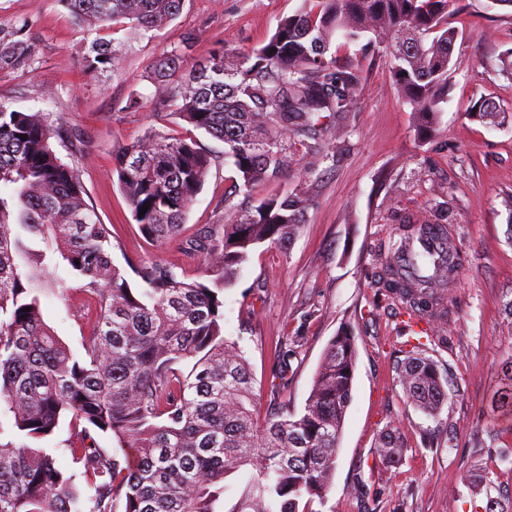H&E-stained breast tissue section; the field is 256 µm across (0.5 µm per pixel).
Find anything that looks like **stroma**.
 Returning <instances> with one entry per match:
<instances>
[{"label":"stroma","mask_w":512,"mask_h":512,"mask_svg":"<svg viewBox=\"0 0 512 512\" xmlns=\"http://www.w3.org/2000/svg\"><path fill=\"white\" fill-rule=\"evenodd\" d=\"M301 0H184L179 16L153 38L133 43L121 70L97 78L79 59L86 35L60 0H0V29L25 27L30 68L0 72V101L22 111L42 109L58 128L52 145L63 161L81 140L85 199L112 231V260H158L187 280L199 279L200 256L182 238L224 219V193L236 176L225 145L193 130L174 113L169 89L153 78L156 59L181 50L186 33L197 43L187 65L217 50L247 52L264 45L278 21ZM459 31L448 97L435 135L423 137L411 107L398 92L385 48L365 54L360 43L336 38L338 55L359 60L360 95L333 155L312 170L289 165L281 180L254 189V199L303 192L309 199L300 235L285 248L254 247L237 281L224 291V335L238 343L251 366L256 418L266 423L270 387L279 373L277 346L295 337L285 399L302 412L322 353L343 327L355 336L358 358L333 485L320 512H472L497 500L512 512V474L496 455L512 448V427L498 421L492 399L512 357V124L485 126L470 114L488 98L512 111V80L499 75L512 55V8L495 0H457L448 18ZM139 97L129 108L131 97ZM155 128L193 135L215 164L183 223L182 237L146 240L113 171L112 155ZM442 219L456 237L463 263L447 296L443 337L426 351L447 378L448 402L438 418L417 411L398 383L397 366L411 344L410 325L428 329L379 285L382 262L407 220ZM50 277L65 281L67 296H44L47 322L73 353L81 351L75 314L84 303L65 266ZM398 426L402 458L389 465L374 443L379 431ZM491 482L474 486L472 473Z\"/></svg>","instance_id":"stroma-1"}]
</instances>
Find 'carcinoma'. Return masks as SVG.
Segmentation results:
<instances>
[{"mask_svg": "<svg viewBox=\"0 0 512 512\" xmlns=\"http://www.w3.org/2000/svg\"><path fill=\"white\" fill-rule=\"evenodd\" d=\"M74 23L102 32L127 21V42L99 37L79 65L90 76L116 73L130 48L179 14L184 0H59ZM455 0H301L269 41L246 53L213 54L182 71L179 53L151 64L170 85L180 118L224 142L238 180L224 200V223L185 241L202 257L206 281H187L175 267L151 261L112 262V231L94 218L78 164L57 156L49 114L0 101V512H214L226 475L248 466L250 512H316L332 485L338 441L351 400L355 336L343 329L326 346L301 413L283 405L265 426L253 419L248 360L224 337V289L262 243L285 246L300 233L309 206L302 193L251 203L254 188L288 169L290 148L305 147L312 170L343 135L360 93L359 63L330 52L340 36L383 44L395 83L412 107L418 131H436L458 32L448 26ZM22 29L0 36V71L31 64ZM328 113L329 122L321 121ZM470 114L491 126L512 113L489 98ZM25 135L20 139L19 135ZM213 157L190 136L153 129L114 155V171L141 234L154 243L177 238L202 190ZM148 206L145 214L140 208ZM445 251L425 271L405 270L399 255L412 225L385 257L383 287L406 309L431 316L451 291L462 257L441 224ZM64 263L85 296L77 315L82 352L74 355L47 324L42 296L69 292L48 280ZM137 286H132L128 274ZM492 409L512 421V357ZM408 402L437 417L446 382L417 342L398 366ZM83 481L61 470L53 450L35 446L63 423ZM112 435L119 456L96 441ZM380 458L399 462L402 437L387 427L376 439Z\"/></svg>", "mask_w": 512, "mask_h": 512, "instance_id": "obj_1", "label": "carcinoma"}]
</instances>
